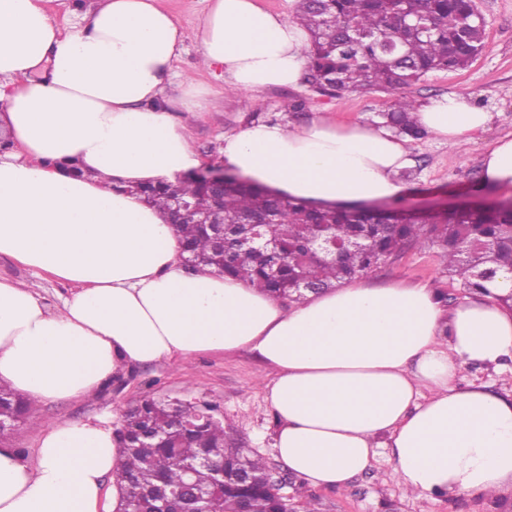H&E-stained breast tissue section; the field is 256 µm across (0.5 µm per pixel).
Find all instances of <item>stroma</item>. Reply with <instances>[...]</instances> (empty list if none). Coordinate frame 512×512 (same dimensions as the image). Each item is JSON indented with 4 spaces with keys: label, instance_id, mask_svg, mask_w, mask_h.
<instances>
[{
    "label": "stroma",
    "instance_id": "1",
    "mask_svg": "<svg viewBox=\"0 0 512 512\" xmlns=\"http://www.w3.org/2000/svg\"><path fill=\"white\" fill-rule=\"evenodd\" d=\"M485 21V46L470 65L458 70L428 73L407 94L425 103L449 93L469 96L473 103L492 112V123L460 148L452 149L435 137L409 141L412 163L403 182L405 202L426 205L456 199L479 187L481 158L496 139L512 137V0H475ZM208 112L191 122L193 145L199 154L217 150L225 131L254 122H274L290 127L322 112L341 124L375 121L385 110L389 96L378 90L345 93L338 97L319 94L307 81L294 87H272L260 98L210 84ZM303 100L299 112L281 111L288 98ZM365 282L384 285L404 282L447 291L451 304L462 301L458 277L443 270L435 253L426 248L403 250L392 262L368 273ZM249 351L232 355L203 354L184 367L168 363L132 367L110 381L90 400L32 403L31 414L42 421L86 419L102 412L123 416L144 398H178L208 402L223 419L228 433L246 448L264 457L269 466L286 475L285 495L314 497L320 512H502L493 499L463 494L452 499L417 498L401 486L392 463L378 455L372 467L341 490L309 486L289 473L273 447L276 420L262 379L272 377Z\"/></svg>",
    "mask_w": 512,
    "mask_h": 512
}]
</instances>
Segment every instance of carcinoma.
<instances>
[{
  "instance_id": "cac0c4a2",
  "label": "carcinoma",
  "mask_w": 512,
  "mask_h": 512,
  "mask_svg": "<svg viewBox=\"0 0 512 512\" xmlns=\"http://www.w3.org/2000/svg\"><path fill=\"white\" fill-rule=\"evenodd\" d=\"M293 18L312 37L307 82L323 95L387 93V109L378 118L412 140L428 132L417 124L416 102L405 89L432 71L467 67L485 39L475 0H296ZM176 190L198 210L209 209L211 192L197 182L137 188L168 211ZM269 215L274 223L266 235L275 250L255 251L246 243L252 232L246 220ZM177 227L184 247L199 257L192 268L236 276L282 300L298 282L326 289L355 280L405 247L433 250L471 294L486 291L492 281L476 276L477 269L512 268L511 198L485 209L422 217L404 210L398 199L388 200L385 209L364 203L314 207L247 178L224 187V257L217 258L211 233L202 225L186 218ZM326 234L341 243L336 258H305ZM0 397L1 423L26 419L27 401L2 385ZM121 437L130 512H160L161 502L152 496L156 487L179 489L188 482L192 491L208 492L224 512H288V498L268 481L265 459L242 448L207 403L173 407L144 399L127 412ZM206 454L222 466L224 483L208 467L187 476L186 465Z\"/></svg>"
}]
</instances>
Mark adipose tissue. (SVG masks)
<instances>
[{
	"instance_id": "adipose-tissue-1",
	"label": "adipose tissue",
	"mask_w": 512,
	"mask_h": 512,
	"mask_svg": "<svg viewBox=\"0 0 512 512\" xmlns=\"http://www.w3.org/2000/svg\"><path fill=\"white\" fill-rule=\"evenodd\" d=\"M45 2L0 0V118L14 143L0 154V258L69 290L51 311L0 276V382L40 403L84 400L136 365L248 349L274 372V448L310 486H347L383 448L420 498L512 488V394L459 383L471 367L512 373V310L496 301L512 269L451 310L426 286L360 281L287 306L189 272L168 212L129 192L203 163L182 116L202 117L209 89L173 70L186 40L203 71L256 97L298 85L308 32L260 0H207L191 31L159 0H90L65 35ZM415 118L452 147L493 120L458 94ZM211 161L321 205L397 197L411 158L386 126L319 114L225 132ZM481 171L512 193V138L487 148ZM118 430L104 412L38 423L32 456L0 446V512H129Z\"/></svg>"
}]
</instances>
